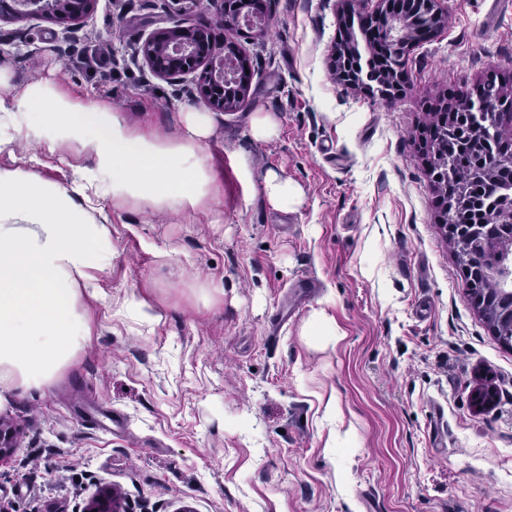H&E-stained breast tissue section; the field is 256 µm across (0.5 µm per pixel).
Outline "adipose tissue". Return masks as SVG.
I'll use <instances>...</instances> for the list:
<instances>
[{
	"label": "adipose tissue",
	"mask_w": 512,
	"mask_h": 512,
	"mask_svg": "<svg viewBox=\"0 0 512 512\" xmlns=\"http://www.w3.org/2000/svg\"><path fill=\"white\" fill-rule=\"evenodd\" d=\"M0 64V149L16 139L75 146L88 158L69 183L25 166L0 167V409L41 391L85 347L80 286L112 260L104 203L191 215L213 209L218 186L205 153L202 109L186 106L176 136L132 130L120 110L89 107L57 84L11 83Z\"/></svg>",
	"instance_id": "1"
}]
</instances>
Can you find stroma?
<instances>
[{"mask_svg":"<svg viewBox=\"0 0 512 512\" xmlns=\"http://www.w3.org/2000/svg\"><path fill=\"white\" fill-rule=\"evenodd\" d=\"M259 2L270 26L219 30L243 46L249 88L210 114L218 223L106 207L113 257L95 279L107 299L79 300L90 342L55 386L0 411L16 431L0 502L83 512L112 487L128 512H512V348L473 305L420 148L443 102L491 74L512 91V0H441L444 23L408 51L392 103L333 72L346 7L372 15L377 0ZM181 16L215 22L207 0L181 13L174 0H98L78 28L2 21L0 64L15 84L47 79L173 135L192 81L156 77L137 49ZM89 43L110 45L116 67L77 63ZM260 110L278 119L274 141L250 135ZM32 153L58 183L81 161L20 141L0 166ZM269 169L301 187L300 205L268 203ZM305 277L320 288L296 298ZM130 298L147 315L124 311ZM316 310L336 342L303 336ZM483 382L495 399L480 409Z\"/></svg>","mask_w":512,"mask_h":512,"instance_id":"stroma-1","label":"stroma"}]
</instances>
